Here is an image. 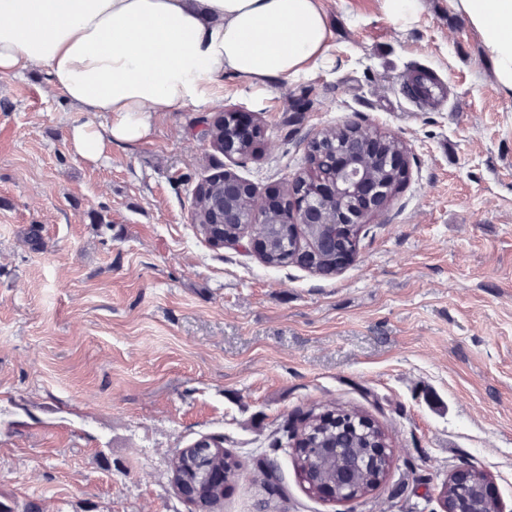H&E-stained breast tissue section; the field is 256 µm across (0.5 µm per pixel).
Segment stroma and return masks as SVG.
Listing matches in <instances>:
<instances>
[{
	"label": "stroma",
	"mask_w": 512,
	"mask_h": 512,
	"mask_svg": "<svg viewBox=\"0 0 512 512\" xmlns=\"http://www.w3.org/2000/svg\"><path fill=\"white\" fill-rule=\"evenodd\" d=\"M325 5L335 66L269 87L225 77L216 105L155 115L149 138L95 162L69 134L106 114L45 70L0 74V500L14 512H191L170 463L203 436L244 470L278 464L282 495L230 482L222 512H440L467 465L512 512V99L448 0L409 26L380 0ZM418 72L446 82L443 106L403 99ZM227 109L261 126L255 155L199 138ZM348 121L399 138L409 170L338 274L267 267L249 238L217 248L192 224L200 183L284 188L309 176L308 140ZM328 406L393 450L353 502L312 493L272 445ZM457 483L460 485L476 483L482 488L485 496H488L491 499L494 497V484L491 480V477L484 471L477 469L474 466H467L461 469L444 482L446 485H454Z\"/></svg>",
	"instance_id": "obj_1"
}]
</instances>
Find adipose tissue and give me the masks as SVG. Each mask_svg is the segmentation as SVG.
I'll use <instances>...</instances> for the list:
<instances>
[{
  "label": "adipose tissue",
  "mask_w": 512,
  "mask_h": 512,
  "mask_svg": "<svg viewBox=\"0 0 512 512\" xmlns=\"http://www.w3.org/2000/svg\"><path fill=\"white\" fill-rule=\"evenodd\" d=\"M448 4L512 99V0ZM331 37L321 0H0V74L45 69L72 105L111 115L70 132L92 161L147 138L154 115L211 103L224 75L266 86L333 63Z\"/></svg>",
  "instance_id": "1"
}]
</instances>
